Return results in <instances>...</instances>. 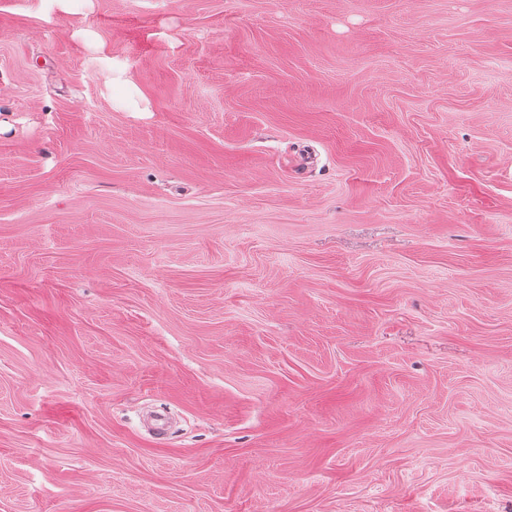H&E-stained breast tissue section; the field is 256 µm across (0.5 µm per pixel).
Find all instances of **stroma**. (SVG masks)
<instances>
[{"label":"stroma","instance_id":"obj_1","mask_svg":"<svg viewBox=\"0 0 512 512\" xmlns=\"http://www.w3.org/2000/svg\"><path fill=\"white\" fill-rule=\"evenodd\" d=\"M0 512H512V0H0Z\"/></svg>","mask_w":512,"mask_h":512}]
</instances>
